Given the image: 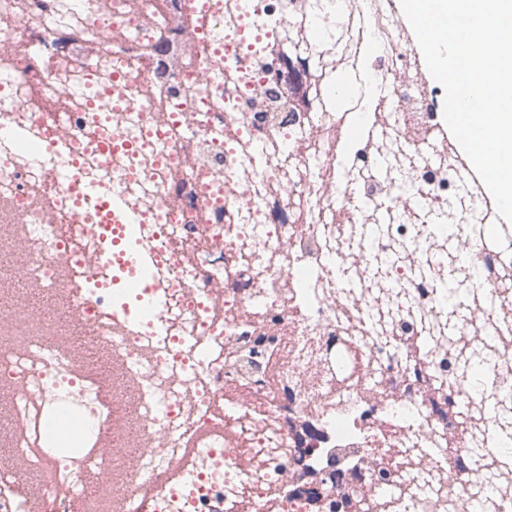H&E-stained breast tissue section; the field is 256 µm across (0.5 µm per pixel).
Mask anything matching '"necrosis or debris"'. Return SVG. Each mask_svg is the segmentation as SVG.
I'll return each instance as SVG.
<instances>
[{
  "mask_svg": "<svg viewBox=\"0 0 512 512\" xmlns=\"http://www.w3.org/2000/svg\"><path fill=\"white\" fill-rule=\"evenodd\" d=\"M351 26L336 0H0V128L17 134L0 148V440L15 457L0 512H208L216 498L226 512H333L332 477H303L325 460L350 465L363 501L390 488L412 512H454L470 497L465 483L427 489L449 455L472 458L467 439L448 452V414L484 387L511 400L512 380L497 356L460 375L451 350L404 354L443 311L439 270L414 268L448 235L451 164L420 162L409 197L365 186L419 223L336 233L350 181L333 174L322 74L345 61ZM116 76L119 111L92 106L91 83ZM394 94L391 136L419 155L427 95L407 75ZM94 129L140 146L102 154ZM112 192L147 217L123 241L159 256L147 287L100 260ZM465 240L500 295L511 261ZM351 252L353 280L339 273ZM77 331L121 383L84 360ZM358 351L374 376L341 384ZM230 388L247 402L220 412ZM63 405L88 423L72 450L52 435ZM108 437L139 456L103 452ZM231 448L249 471H227Z\"/></svg>",
  "mask_w": 512,
  "mask_h": 512,
  "instance_id": "necrosis-or-debris-1",
  "label": "necrosis or debris"
}]
</instances>
